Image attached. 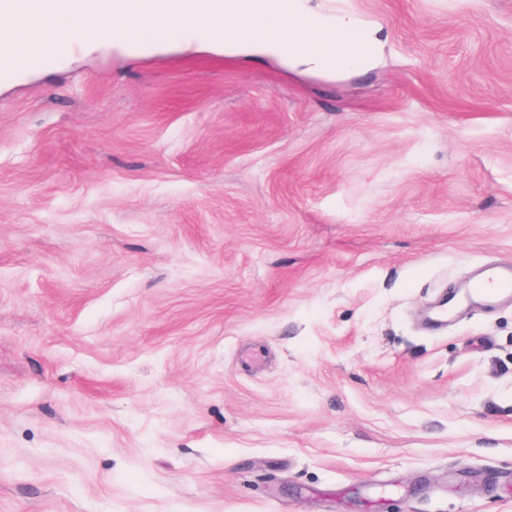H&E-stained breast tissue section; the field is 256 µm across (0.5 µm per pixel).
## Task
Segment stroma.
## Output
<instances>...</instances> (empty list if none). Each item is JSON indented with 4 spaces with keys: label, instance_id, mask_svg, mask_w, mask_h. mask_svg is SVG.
<instances>
[{
    "label": "stroma",
    "instance_id": "obj_1",
    "mask_svg": "<svg viewBox=\"0 0 512 512\" xmlns=\"http://www.w3.org/2000/svg\"><path fill=\"white\" fill-rule=\"evenodd\" d=\"M310 4L0 80V512H512V0ZM491 288H484L482 282L476 285L475 290L484 295L485 299L496 298L503 295H512V269L511 267L496 268L491 276Z\"/></svg>",
    "mask_w": 512,
    "mask_h": 512
}]
</instances>
